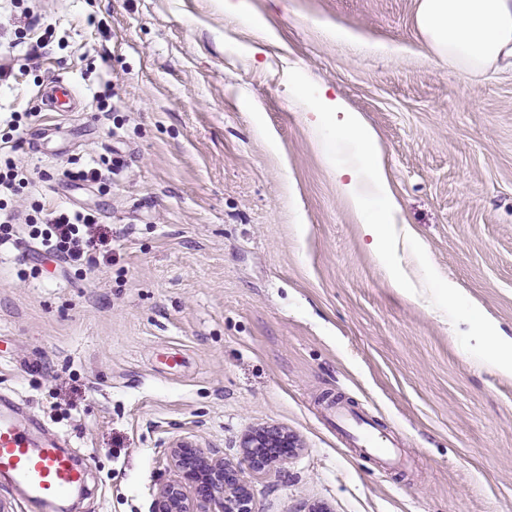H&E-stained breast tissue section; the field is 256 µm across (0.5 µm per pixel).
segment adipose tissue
Wrapping results in <instances>:
<instances>
[{"label": "adipose tissue", "instance_id": "obj_1", "mask_svg": "<svg viewBox=\"0 0 512 512\" xmlns=\"http://www.w3.org/2000/svg\"><path fill=\"white\" fill-rule=\"evenodd\" d=\"M416 24L433 52L463 73L479 75L512 59V0H419ZM303 94L318 140L337 137L350 147L349 155L330 161L338 189L371 236L373 250L387 256L411 231L399 220L376 131L344 100L308 88ZM474 331L478 364L511 372L512 336L486 323Z\"/></svg>", "mask_w": 512, "mask_h": 512}]
</instances>
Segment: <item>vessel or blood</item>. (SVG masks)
<instances>
[{"instance_id": "vessel-or-blood-1", "label": "vessel or blood", "mask_w": 512, "mask_h": 512, "mask_svg": "<svg viewBox=\"0 0 512 512\" xmlns=\"http://www.w3.org/2000/svg\"><path fill=\"white\" fill-rule=\"evenodd\" d=\"M44 97L51 107L69 110L74 101L66 77H56ZM331 425L350 447L375 460L382 468L402 466L405 455L394 438L383 434L375 421L348 404L326 405ZM38 422H25L6 397H0V479L28 512H65L72 497L84 487L85 472L58 440L42 434Z\"/></svg>"}]
</instances>
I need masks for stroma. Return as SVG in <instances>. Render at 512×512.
<instances>
[{
    "instance_id": "1",
    "label": "stroma",
    "mask_w": 512,
    "mask_h": 512,
    "mask_svg": "<svg viewBox=\"0 0 512 512\" xmlns=\"http://www.w3.org/2000/svg\"><path fill=\"white\" fill-rule=\"evenodd\" d=\"M0 0V113L38 111L10 200L97 210L112 252L78 269L0 251V394L90 463L75 512H149L191 442L235 464L255 512H512V69L436 57L418 0ZM69 79L77 109L41 99ZM377 131L401 219L436 272L421 294L341 197L292 82ZM120 160L82 188L73 159ZM454 282L455 297L441 294ZM340 399L411 452L386 471L323 417ZM297 437L264 474L243 435ZM477 362L504 371H512V336H502L495 326L477 323L474 327Z\"/></svg>"
}]
</instances>
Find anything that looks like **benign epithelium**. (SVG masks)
<instances>
[{
    "instance_id": "1",
    "label": "benign epithelium",
    "mask_w": 512,
    "mask_h": 512,
    "mask_svg": "<svg viewBox=\"0 0 512 512\" xmlns=\"http://www.w3.org/2000/svg\"><path fill=\"white\" fill-rule=\"evenodd\" d=\"M296 447L297 439L276 425L254 429L242 441L243 458L257 474L280 461L271 449ZM170 458L179 479L159 487L150 512H254L253 497L237 466L189 443L171 448Z\"/></svg>"
}]
</instances>
